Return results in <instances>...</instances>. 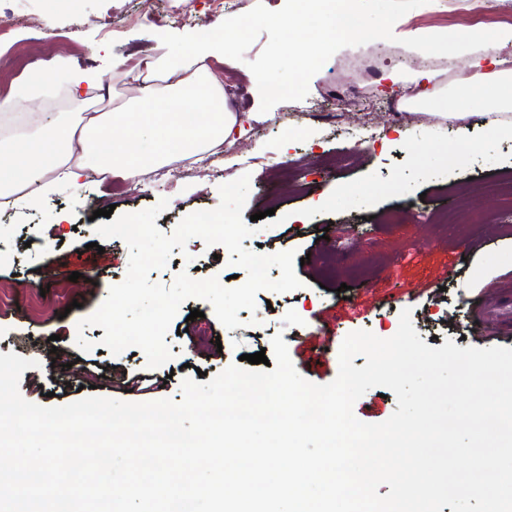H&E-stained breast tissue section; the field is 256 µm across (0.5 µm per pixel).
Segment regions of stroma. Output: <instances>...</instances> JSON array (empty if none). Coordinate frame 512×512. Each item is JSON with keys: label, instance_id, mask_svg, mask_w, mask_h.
I'll return each mask as SVG.
<instances>
[{"label": "stroma", "instance_id": "stroma-1", "mask_svg": "<svg viewBox=\"0 0 512 512\" xmlns=\"http://www.w3.org/2000/svg\"><path fill=\"white\" fill-rule=\"evenodd\" d=\"M180 0H0V136L32 134L45 123L82 111L97 96L84 90L73 98L61 76L49 88L32 82L26 58L52 68L55 59L71 67L98 70L121 101L139 95L112 69L113 56L137 63L164 49L163 33L187 34L214 29L225 15L213 0H196L198 18L175 17ZM480 7L491 27H502L503 0H429L402 16L393 27L395 41L376 40L337 51L312 77L308 105L331 111L326 121L295 111L282 102L260 113L254 75L247 66L268 42L260 34L245 53L213 65L224 87L242 86L235 106L248 129L235 144H222L202 160L167 163L142 176L139 186L122 179H100L85 171L79 188H62L39 206L5 211L0 206V354L34 360L22 373L19 391L30 402L65 405L90 396L148 402L181 400V384L191 378L207 383L244 354L270 348L282 334L297 372L315 384L338 375V353L347 334L368 330L392 337L399 313L411 309L412 323L425 344L457 347L477 341L468 320L477 306L512 278V139L485 134L488 117L474 102L462 120L444 117V104L414 105L421 87L392 83L387 75L412 72L415 53L400 45L406 33L443 34L469 24L470 7ZM51 29L48 39L33 38L34 25ZM424 70L435 75L442 96L474 78L471 53L423 55ZM407 101L403 121L387 112L392 98ZM375 129L376 138L355 140L353 131ZM479 147L460 157L439 156L440 148L460 139ZM249 175L243 218L274 209L278 225L243 240L244 248L265 254L295 251L294 272L301 288L277 293L264 290L255 311L240 310L242 327L226 329L211 304L185 301L165 341L173 353L162 367L147 369L144 352L125 349L115 355L101 345L103 328L81 327L121 283L129 266V249L119 238H102L91 216L114 207L116 214L149 208L159 199L168 207L155 220L172 233L188 214L220 203V185ZM360 188L351 199H337V189ZM458 221L441 224L442 210ZM308 212L307 223L285 218ZM71 223H57L62 214ZM476 214L480 223H467ZM40 236H32L31 225ZM227 250L192 238L185 254H173L151 281L171 285L179 272L196 280L212 276L239 286L237 267ZM349 285L339 295L340 285ZM199 318H191L192 310ZM92 350L81 351L77 337Z\"/></svg>", "mask_w": 512, "mask_h": 512}]
</instances>
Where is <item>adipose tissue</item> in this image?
Returning a JSON list of instances; mask_svg holds the SVG:
<instances>
[{
    "label": "adipose tissue",
    "instance_id": "1",
    "mask_svg": "<svg viewBox=\"0 0 512 512\" xmlns=\"http://www.w3.org/2000/svg\"><path fill=\"white\" fill-rule=\"evenodd\" d=\"M248 26L244 19L208 32L191 44L169 48L142 67L113 57V69L139 83V97L108 113L78 112L37 135H18L0 143V190L26 181L40 169L59 170L61 181L73 186L89 168L135 182L147 170L173 159L243 138L246 131L207 61L223 56ZM475 96L496 114L487 123L489 132L512 134V71L478 74L472 85L457 90L452 96L456 118L467 117ZM76 152L81 155L77 163L72 160Z\"/></svg>",
    "mask_w": 512,
    "mask_h": 512
}]
</instances>
